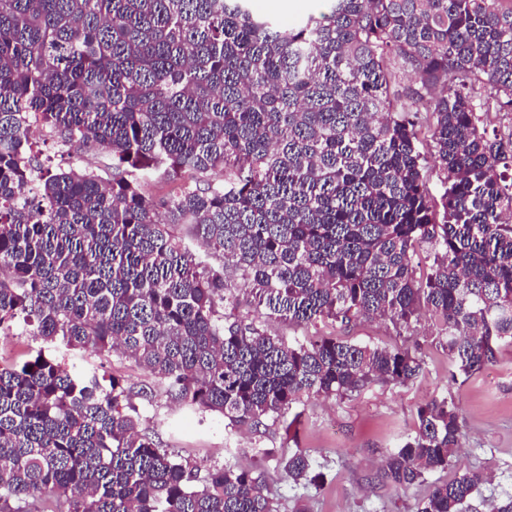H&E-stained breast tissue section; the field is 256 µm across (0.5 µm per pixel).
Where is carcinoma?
Segmentation results:
<instances>
[{
	"mask_svg": "<svg viewBox=\"0 0 512 512\" xmlns=\"http://www.w3.org/2000/svg\"><path fill=\"white\" fill-rule=\"evenodd\" d=\"M398 68L420 83L402 98ZM478 87L512 111L502 0H324L288 26L252 0H0V337L20 324L40 342L0 366V512H278L263 475L226 463L201 478L141 434L133 396L293 439L303 398L424 370L408 347L271 335L240 312L245 289L297 324L410 332L427 316L454 380L493 363L512 341V141L487 139ZM422 116L447 173L439 210ZM33 118L104 149L112 179L33 178ZM185 174L175 192L149 188ZM55 344L132 361L150 382L70 373ZM462 437L460 408L435 398L380 476L427 486L416 512H468L484 472L429 481ZM282 464L317 483L306 452ZM486 507L512 512V491Z\"/></svg>",
	"mask_w": 512,
	"mask_h": 512,
	"instance_id": "carcinoma-1",
	"label": "carcinoma"
}]
</instances>
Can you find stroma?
<instances>
[{
  "instance_id": "35a3bbf8",
  "label": "stroma",
  "mask_w": 512,
  "mask_h": 512,
  "mask_svg": "<svg viewBox=\"0 0 512 512\" xmlns=\"http://www.w3.org/2000/svg\"><path fill=\"white\" fill-rule=\"evenodd\" d=\"M35 155L41 166L54 171L76 166L106 180L111 177L112 159L103 151L63 147L49 136ZM262 324L271 334L302 341L318 333L371 345H404L416 349L425 370L405 386L376 385L342 400H305L297 406L301 417L292 441L276 427L228 431L223 416L178 410L162 395L150 401L136 399L139 431L188 461L199 475L227 463L263 473L270 496L280 502V512H291L298 502L306 504L310 512H414L423 488L398 492L382 483L377 477L380 461L412 428L418 406L446 396L461 409L466 433L454 466L434 472V479L448 480L469 470H481L492 477L491 484L483 488L484 494L512 488V343L500 344L495 362L481 372L453 382L448 378V354L435 338V327L425 321L409 335L381 320L343 327L329 322L296 325L266 318ZM53 353L70 369L113 373L134 388L147 381L142 369L116 357L104 360L62 346ZM291 447L314 455L321 463L325 475L322 486L294 485L285 480L280 458Z\"/></svg>"
}]
</instances>
